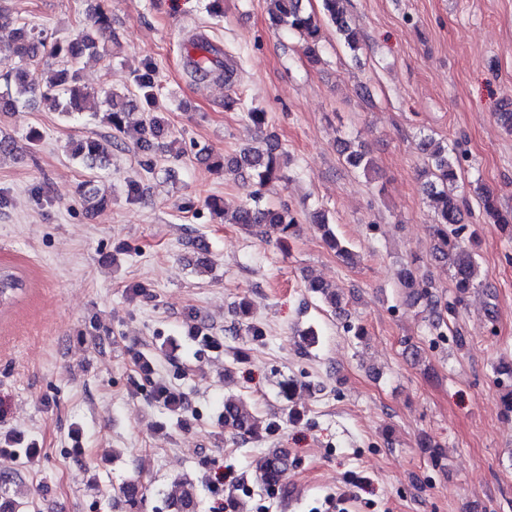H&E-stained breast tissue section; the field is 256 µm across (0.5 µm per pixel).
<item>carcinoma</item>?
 <instances>
[{"label":"carcinoma","instance_id":"1","mask_svg":"<svg viewBox=\"0 0 512 512\" xmlns=\"http://www.w3.org/2000/svg\"><path fill=\"white\" fill-rule=\"evenodd\" d=\"M345 0H321L324 19L336 28V34L353 52L360 49V35L351 23L344 7ZM267 13L271 25L283 27L302 40L308 57L315 60L323 39V23L315 14L305 10L303 0H267ZM89 24L70 38H54L40 29L12 14L6 0H0V27L14 24L13 36L4 48L0 64L6 65L5 88H0V112H13L21 106H33L37 100L51 105L64 117H72L89 111L103 109L104 119L115 135L133 141L142 150L141 165L152 169L155 155L164 151L163 140L167 127L163 118L154 116L149 123L129 125L126 122L128 109L134 107L133 99L153 109L157 101L155 67L145 61L134 77V89L119 94L106 91L104 94L82 83V70L90 61L112 59V17L105 7V0H94L87 10ZM187 66L191 75L198 80L214 76L231 80L234 67L222 58V51L208 40L194 39L187 50ZM224 110L245 111L250 127L261 132L268 126V113L258 107L244 108V101L231 95L224 99ZM421 149L426 154L425 166L419 171L423 180L426 202L434 223L433 251L435 257L448 264V271L457 293L452 302L439 294L436 286L413 265L400 268L397 273L399 285L409 297L423 304L428 312L430 325L436 335H443L448 327V317L454 315V303L473 288L483 287L474 253L462 237L464 205L455 194L459 179L457 158L448 142L434 139L430 135L421 140ZM69 156L92 169L106 163L105 150L100 141L85 136L68 145ZM345 164L368 175L374 171V162L361 145L346 140L341 149ZM201 160L213 167L224 169L230 174L249 182L252 187L250 203L235 209L229 223L237 224L255 237H264L278 231L286 239L295 233L298 218L289 205L282 202L273 205L264 200L263 190L271 184L289 179L286 175L289 159L285 151L269 145L264 151L242 149L238 155L216 160L208 148L198 150ZM79 195L85 209L101 211L109 205V199L94 186V180L83 181ZM477 203L485 220L508 232L512 241V210L504 209L499 203L497 192L484 185L475 188ZM311 223L318 225L327 247L336 256L348 259L351 251L337 237L330 226L328 215L317 210L311 215ZM23 282L9 267L0 266V307L10 303ZM310 292L320 296L332 309L341 305L336 289L320 278L308 280ZM238 326L255 340L265 335L263 328L249 319L246 304L237 305ZM154 399L163 407L175 411L189 408L188 398L163 383L153 390ZM218 424L243 438H259L279 430L275 421H265L253 413L246 402L239 397L224 399L218 412ZM0 452L24 456L33 462L39 456V449L10 437L3 440ZM290 462L288 455L280 448H274L264 457L256 475L261 491L274 498L288 493L286 476ZM11 479L0 478V512H22V503L10 491ZM174 492L164 495L167 512H199L200 495L195 480L183 475L173 481ZM115 496L126 506V512H141L146 497V487L137 480L121 483L115 489Z\"/></svg>","mask_w":512,"mask_h":512}]
</instances>
